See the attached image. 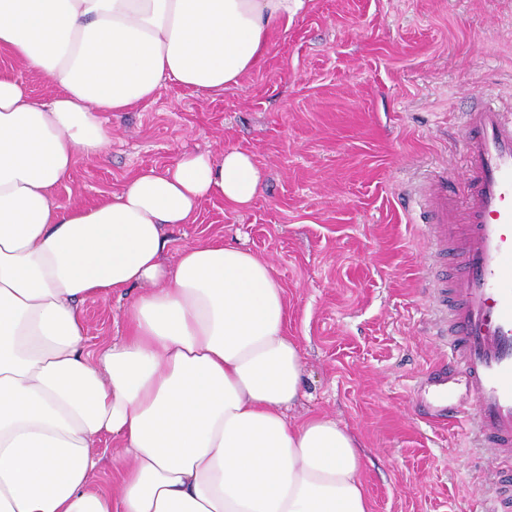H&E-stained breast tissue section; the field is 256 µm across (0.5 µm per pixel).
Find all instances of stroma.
<instances>
[{
    "instance_id": "stroma-1",
    "label": "stroma",
    "mask_w": 512,
    "mask_h": 512,
    "mask_svg": "<svg viewBox=\"0 0 512 512\" xmlns=\"http://www.w3.org/2000/svg\"><path fill=\"white\" fill-rule=\"evenodd\" d=\"M478 95L512 109V0H311L238 85L169 81L104 113L106 159L79 160L54 196L90 204L185 153H251L253 204L206 199L172 249L221 236L272 265L305 368L289 417L354 433L371 512H482L501 467L468 425L423 419L413 392L443 351L420 191L442 173L462 192L460 116ZM123 310L85 304L90 346L118 336Z\"/></svg>"
}]
</instances>
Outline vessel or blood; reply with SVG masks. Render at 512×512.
<instances>
[{"instance_id":"obj_1","label":"vessel or blood","mask_w":512,"mask_h":512,"mask_svg":"<svg viewBox=\"0 0 512 512\" xmlns=\"http://www.w3.org/2000/svg\"><path fill=\"white\" fill-rule=\"evenodd\" d=\"M464 207L449 184L428 182L421 226L437 273L430 282L441 314L443 356L418 382L423 415L448 422L457 403L482 447L512 460V113L486 102L462 114Z\"/></svg>"}]
</instances>
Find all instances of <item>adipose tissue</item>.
<instances>
[{
  "mask_svg": "<svg viewBox=\"0 0 512 512\" xmlns=\"http://www.w3.org/2000/svg\"><path fill=\"white\" fill-rule=\"evenodd\" d=\"M308 3L0 0V50L60 87L0 74V512H369L354 435L288 418L304 363L269 263L219 236L164 258L204 200L252 205L253 156L185 154L90 205L52 195L105 158L103 113L168 81L239 84ZM96 298L124 301V326L92 348Z\"/></svg>",
  "mask_w": 512,
  "mask_h": 512,
  "instance_id": "ef3b65f1",
  "label": "adipose tissue"
}]
</instances>
